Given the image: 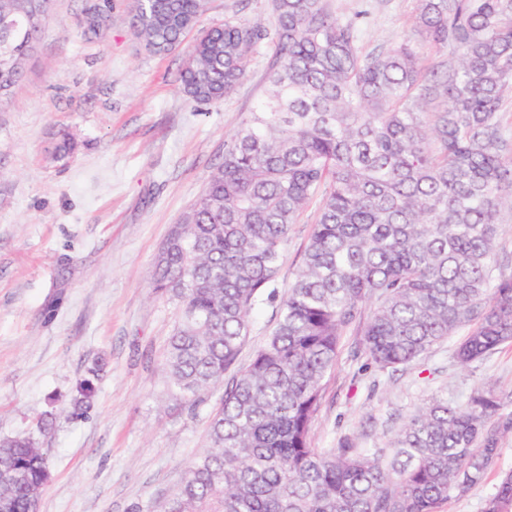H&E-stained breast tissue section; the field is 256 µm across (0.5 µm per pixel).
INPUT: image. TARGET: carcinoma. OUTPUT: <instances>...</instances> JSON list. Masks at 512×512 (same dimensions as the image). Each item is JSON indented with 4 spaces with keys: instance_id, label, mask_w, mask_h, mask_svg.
Returning <instances> with one entry per match:
<instances>
[{
    "instance_id": "1",
    "label": "carcinoma",
    "mask_w": 512,
    "mask_h": 512,
    "mask_svg": "<svg viewBox=\"0 0 512 512\" xmlns=\"http://www.w3.org/2000/svg\"><path fill=\"white\" fill-rule=\"evenodd\" d=\"M205 0H141L133 25L152 51L181 44ZM41 0H0V112L24 76ZM274 26L232 20L194 39L182 92L215 104L269 45L267 89L224 140V161L172 226L152 274L178 317L163 371L184 402L224 388L209 443L161 512H437L479 489L512 435L489 390L435 397L386 448L310 432L342 336L357 328L370 363L396 372L464 331L468 366L512 344V272L496 271L512 210L500 122L512 90V0H418L414 26L439 73L407 42L378 54L332 0H273ZM314 209L277 324L230 379L253 314L274 287L292 225ZM49 473L32 436L0 439V509L34 512ZM512 508V471L484 512ZM498 229L499 259L509 260L512 268V212L504 209L500 215ZM511 261V263H510Z\"/></svg>"
}]
</instances>
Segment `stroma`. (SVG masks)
Returning <instances> with one entry per match:
<instances>
[{
    "mask_svg": "<svg viewBox=\"0 0 512 512\" xmlns=\"http://www.w3.org/2000/svg\"><path fill=\"white\" fill-rule=\"evenodd\" d=\"M343 17L365 13L363 51L400 42L424 61L413 28L417 0H333ZM273 24L271 0H206L197 27ZM190 42L151 52L132 26V0H52L13 107L0 112V439L36 434L49 479L38 512H160L208 445L220 392L190 405L173 399L161 372L177 318L150 288L172 224L224 159V139L266 89L270 50L251 58L242 83L213 105L189 102L179 76ZM73 150L57 156L63 136ZM292 225L277 286L253 317L239 359L248 365L277 322L311 231ZM448 337L395 373L369 365L358 336L339 345L310 434L316 448L352 438L387 447L431 398L464 403L493 386L512 411V346L470 366ZM92 381L87 408L74 390ZM49 419L39 431L41 419ZM512 470V437L478 490L439 512H483L500 472Z\"/></svg>",
    "mask_w": 512,
    "mask_h": 512,
    "instance_id": "35a3bbf8",
    "label": "stroma"
}]
</instances>
